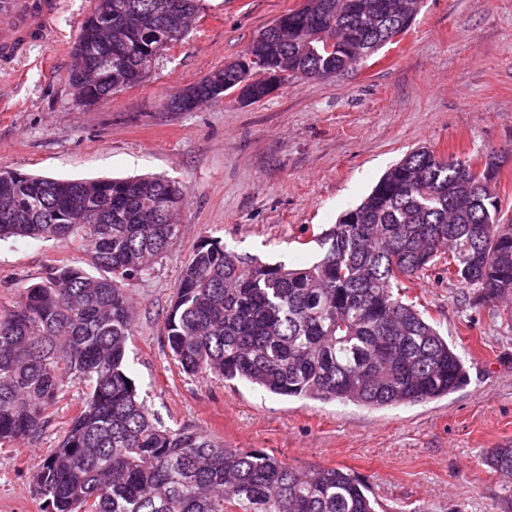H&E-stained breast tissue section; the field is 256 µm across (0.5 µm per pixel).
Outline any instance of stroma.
I'll return each instance as SVG.
<instances>
[{
  "instance_id": "35a3bbf8",
  "label": "stroma",
  "mask_w": 512,
  "mask_h": 512,
  "mask_svg": "<svg viewBox=\"0 0 512 512\" xmlns=\"http://www.w3.org/2000/svg\"><path fill=\"white\" fill-rule=\"evenodd\" d=\"M302 0H201L186 38L149 76L94 110L69 81L72 46L94 0H68L58 39L34 43L0 70V169L60 179L159 175L186 200L180 234L150 274L129 282V375L149 413L228 448L257 449L296 469L342 467L376 512H512V478L482 459L512 442V301L477 304L441 270L408 290L464 360L467 385L425 403L369 408L274 396L214 375H185L165 318L201 239L244 258L310 259L327 228L383 173L425 146L481 166L501 160L497 191L512 220V0H421L399 41L332 80L289 78L261 102L236 94L189 112L172 95L239 58L256 34ZM53 265L92 271L75 241L0 240V312ZM82 385L40 434L0 446V512H43L31 476L81 408Z\"/></svg>"
}]
</instances>
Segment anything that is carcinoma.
Returning a JSON list of instances; mask_svg holds the SVG:
<instances>
[{"label":"carcinoma","instance_id":"cac0c4a2","mask_svg":"<svg viewBox=\"0 0 512 512\" xmlns=\"http://www.w3.org/2000/svg\"><path fill=\"white\" fill-rule=\"evenodd\" d=\"M421 0H305L264 27L246 53L263 70L329 80L405 32ZM199 0H95L112 25L82 24L75 43L98 83L146 78L180 42ZM241 60L193 84L214 100L240 84ZM500 160L477 171L426 147L390 167L329 229L312 233L317 259L256 264L202 241L166 317L173 359L188 376L213 374L273 395L365 407L421 403L466 381L454 347L401 284L442 263L475 301L512 298V223L501 222ZM182 189L159 176L65 180L0 173V240H77L97 273L54 266L0 314V445L34 435L75 380L86 392L63 439L33 473L45 512H375L340 467L299 471L261 450L226 448L151 417L129 376L134 312L126 286L152 269L180 233ZM512 478V444L485 459Z\"/></svg>","mask_w":512,"mask_h":512}]
</instances>
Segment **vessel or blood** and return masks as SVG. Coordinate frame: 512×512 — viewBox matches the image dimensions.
<instances>
[{"label": "vessel or blood", "mask_w": 512, "mask_h": 512, "mask_svg": "<svg viewBox=\"0 0 512 512\" xmlns=\"http://www.w3.org/2000/svg\"><path fill=\"white\" fill-rule=\"evenodd\" d=\"M62 7L63 0H0V46L11 47L27 33L36 41H50Z\"/></svg>", "instance_id": "obj_1"}]
</instances>
